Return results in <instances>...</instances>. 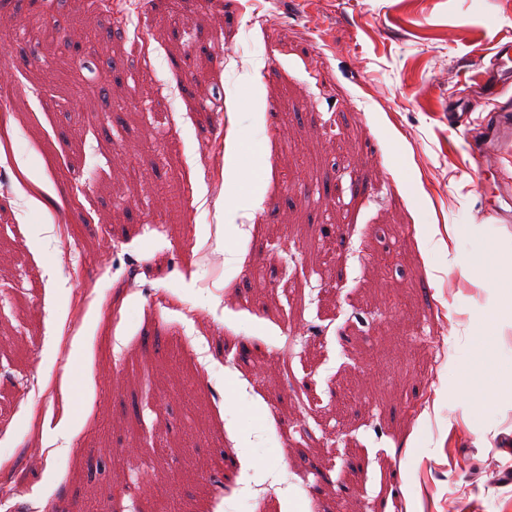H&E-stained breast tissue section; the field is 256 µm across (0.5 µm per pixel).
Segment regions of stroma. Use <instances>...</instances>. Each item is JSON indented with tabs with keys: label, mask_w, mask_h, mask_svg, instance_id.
Wrapping results in <instances>:
<instances>
[{
	"label": "stroma",
	"mask_w": 512,
	"mask_h": 512,
	"mask_svg": "<svg viewBox=\"0 0 512 512\" xmlns=\"http://www.w3.org/2000/svg\"><path fill=\"white\" fill-rule=\"evenodd\" d=\"M0 24V512H500L512 319L475 262L512 268V223L481 219L448 104L512 0H0Z\"/></svg>",
	"instance_id": "1"
}]
</instances>
